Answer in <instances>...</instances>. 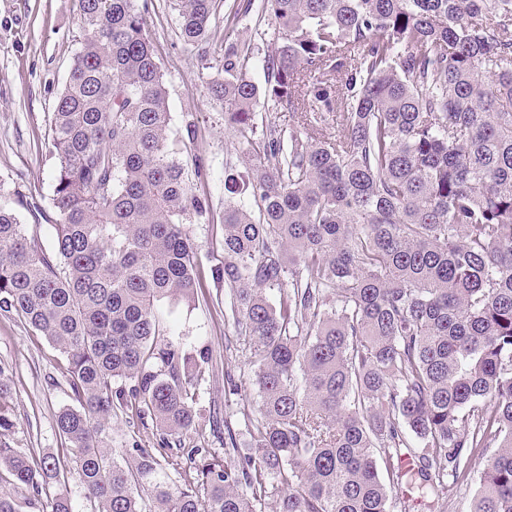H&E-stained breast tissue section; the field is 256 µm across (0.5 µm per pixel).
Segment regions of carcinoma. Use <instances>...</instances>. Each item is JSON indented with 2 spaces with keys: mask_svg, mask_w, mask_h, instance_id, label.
Segmentation results:
<instances>
[{
  "mask_svg": "<svg viewBox=\"0 0 512 512\" xmlns=\"http://www.w3.org/2000/svg\"><path fill=\"white\" fill-rule=\"evenodd\" d=\"M77 2L53 215L0 208V315L54 346L74 405L56 451L11 447L0 367V512H72L73 474L89 512H391L378 462L397 483L404 455L433 490L483 462L471 512H512V0H246L277 29L263 89L224 29L209 90L246 149L224 189L259 218L224 201L215 274L259 405L241 410L248 447L224 424L222 458L180 446L209 356L157 312L197 291L185 224L209 201L170 139L148 0ZM219 4L176 0L186 44ZM263 96L296 122L258 120ZM117 411L155 421L156 446L112 447Z\"/></svg>",
  "mask_w": 512,
  "mask_h": 512,
  "instance_id": "cac0c4a2",
  "label": "carcinoma"
}]
</instances>
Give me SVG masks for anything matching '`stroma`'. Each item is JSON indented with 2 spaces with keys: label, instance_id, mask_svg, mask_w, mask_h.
Returning a JSON list of instances; mask_svg holds the SVG:
<instances>
[{
  "label": "stroma",
  "instance_id": "obj_1",
  "mask_svg": "<svg viewBox=\"0 0 512 512\" xmlns=\"http://www.w3.org/2000/svg\"><path fill=\"white\" fill-rule=\"evenodd\" d=\"M243 0H223L206 54L179 36L173 0H159L147 15L146 30L166 74L171 130L183 158L198 157L206 172L196 192L209 200L203 216L186 230L197 245L200 288L191 302L162 307L160 317L171 338L190 353L207 351L212 364L197 387L193 428L186 445L224 451V432L213 417L230 419L240 444L249 436L238 412L241 403L256 404L249 380L250 354L240 344L232 320L224 315V280L214 274L224 264V163L234 141L224 126V107L211 97L208 84L224 57L225 27L235 28L253 50L248 75L264 85L262 60L274 47V23L258 13L241 14ZM83 33L77 0H0V208L21 211L22 197L48 204L53 191L48 118L54 108ZM58 353L33 336L18 315L0 316V367L11 388L14 426L6 440L14 448L38 453L60 446L55 415L71 399ZM238 392L226 395L225 375Z\"/></svg>",
  "mask_w": 512,
  "mask_h": 512
}]
</instances>
